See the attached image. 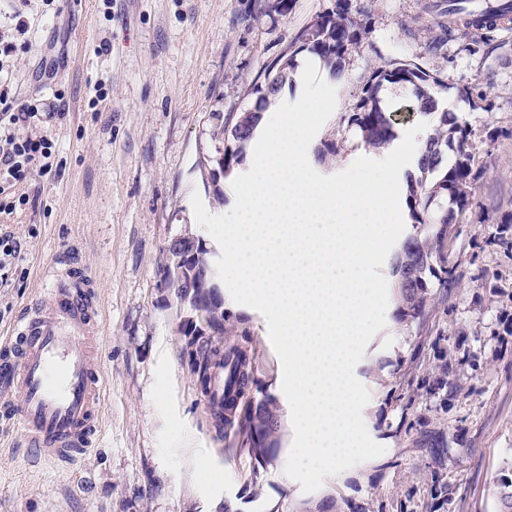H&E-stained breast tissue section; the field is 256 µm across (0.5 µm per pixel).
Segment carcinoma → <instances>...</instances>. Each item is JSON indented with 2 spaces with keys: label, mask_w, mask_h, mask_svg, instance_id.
<instances>
[{
  "label": "carcinoma",
  "mask_w": 512,
  "mask_h": 512,
  "mask_svg": "<svg viewBox=\"0 0 512 512\" xmlns=\"http://www.w3.org/2000/svg\"><path fill=\"white\" fill-rule=\"evenodd\" d=\"M359 11L353 0H335L331 10L317 16L300 34L299 49L307 50L319 57L337 81L344 77L346 56L362 46L366 25L353 17ZM291 69L289 60H282L271 82L257 83L252 93L261 106L239 113L232 129L221 124L209 131L211 141L217 143L214 153L209 155L208 165L216 188L213 199L224 202L222 180L241 158V147L250 142L259 125L261 112L271 103L274 95L288 79ZM409 83L415 87L413 110L420 113L426 122L435 125L419 162L421 178L412 181L409 187L410 216L416 234L411 236L393 257V273L396 277L397 302L401 321L416 325L422 332L429 320L431 293L427 274L435 273L440 265L443 277L439 286L451 291L456 286V267L448 263V247L454 234L458 218L469 208L470 197L475 190L477 175L474 171V156L466 147L467 129L459 124L450 112H440L437 101L431 94L434 86L442 80L423 70L413 59L401 60L394 67L377 69L362 86L356 110L347 112L344 121L354 128L367 146L375 150L386 149L395 139V130L390 115L381 107L378 91L383 83ZM456 146L454 163L443 168L444 148ZM176 256L179 274L173 275L170 287L175 296L189 295L197 300L206 317L197 319L190 332V361L201 365L215 364L220 370L223 389L214 394L212 415L216 422H230L234 416L229 403L236 400L254 382L250 357L241 347H231L222 352L217 349L221 336L226 333L224 323L217 320L223 313L224 301L215 299L219 285L206 260V251L192 240L177 243ZM250 419L247 429L253 430L255 419L267 421L265 437L273 438L279 428L275 398L267 395L254 405L246 407Z\"/></svg>",
  "instance_id": "cac0c4a2"
}]
</instances>
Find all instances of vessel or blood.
Listing matches in <instances>:
<instances>
[{
  "label": "vessel or blood",
  "instance_id": "vessel-or-blood-1",
  "mask_svg": "<svg viewBox=\"0 0 512 512\" xmlns=\"http://www.w3.org/2000/svg\"><path fill=\"white\" fill-rule=\"evenodd\" d=\"M51 300L22 312L0 356V411L20 424L33 457L69 462L96 445L103 344L94 282L78 256L46 275Z\"/></svg>",
  "mask_w": 512,
  "mask_h": 512
}]
</instances>
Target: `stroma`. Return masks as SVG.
Instances as JSON below:
<instances>
[{"label": "stroma", "instance_id": "stroma-1", "mask_svg": "<svg viewBox=\"0 0 512 512\" xmlns=\"http://www.w3.org/2000/svg\"><path fill=\"white\" fill-rule=\"evenodd\" d=\"M0 0V20L22 9L30 47L0 59L18 103L65 94V116L48 127L58 172L17 184L27 205L0 214V229L22 243L19 271L0 287V331L43 299L40 279L65 251L96 283L101 311L104 396L97 445L73 463L31 460L23 432L0 416V512H501L512 479V28L488 38L450 23L445 0H359L366 44L352 53L337 107L309 146L335 145L314 162L332 175L361 156L379 158L341 117L371 71L414 58L442 86L479 159L470 209L457 225L450 260L459 280L432 288L430 330L419 336L396 316L355 368L370 400L363 419L381 456L325 478L311 493L284 466L292 430L281 420L272 457L257 465L237 427L215 439L206 405L183 355L186 317L160 284L166 248L189 237L216 262L220 248L195 220L192 193L215 215L199 155L209 150L215 113L233 120L255 100L269 65L290 59L279 101H296L310 55L297 38L334 0ZM445 37L441 50L432 43ZM110 52L95 53L101 40ZM397 138L421 122L413 92L384 84ZM228 339L252 359V394L285 404L281 362L256 311L228 309ZM461 388L449 395L448 383Z\"/></svg>", "mask_w": 512, "mask_h": 512}]
</instances>
